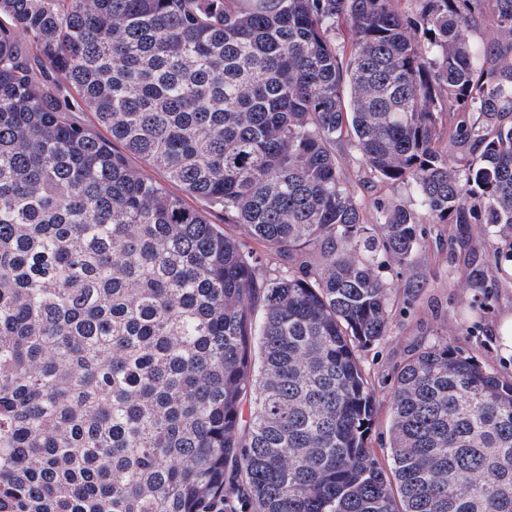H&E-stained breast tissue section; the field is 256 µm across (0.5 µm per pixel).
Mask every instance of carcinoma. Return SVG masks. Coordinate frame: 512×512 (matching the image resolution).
<instances>
[{
  "label": "carcinoma",
  "instance_id": "obj_1",
  "mask_svg": "<svg viewBox=\"0 0 512 512\" xmlns=\"http://www.w3.org/2000/svg\"><path fill=\"white\" fill-rule=\"evenodd\" d=\"M400 2L0 0V512H512V382L446 340L371 445L419 220L337 147L512 246V0Z\"/></svg>",
  "mask_w": 512,
  "mask_h": 512
}]
</instances>
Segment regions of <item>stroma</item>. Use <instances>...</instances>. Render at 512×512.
Wrapping results in <instances>:
<instances>
[{
    "mask_svg": "<svg viewBox=\"0 0 512 512\" xmlns=\"http://www.w3.org/2000/svg\"><path fill=\"white\" fill-rule=\"evenodd\" d=\"M339 154L353 187L376 219L374 200L392 199L414 211L421 200L411 183L364 182V166L351 144ZM423 246L406 263L388 260L380 278L392 289L391 323L387 336L363 354L379 410L371 442L378 456L389 451V398L394 378L409 352L437 338L479 361L500 378L512 380V359L504 360L496 346L494 328L512 313V277L493 260L498 239L483 224L419 226Z\"/></svg>",
    "mask_w": 512,
    "mask_h": 512,
    "instance_id": "stroma-1",
    "label": "stroma"
}]
</instances>
